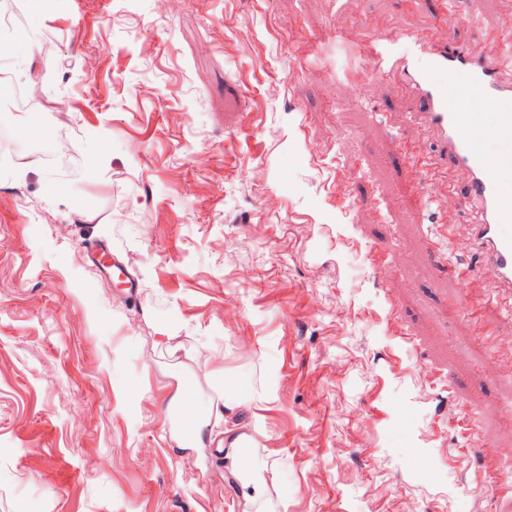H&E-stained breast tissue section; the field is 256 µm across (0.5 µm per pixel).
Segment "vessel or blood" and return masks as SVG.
Returning a JSON list of instances; mask_svg holds the SVG:
<instances>
[{
  "label": "vessel or blood",
  "mask_w": 512,
  "mask_h": 512,
  "mask_svg": "<svg viewBox=\"0 0 512 512\" xmlns=\"http://www.w3.org/2000/svg\"><path fill=\"white\" fill-rule=\"evenodd\" d=\"M384 56L387 74L411 91L410 119L436 144L429 161H413L415 181L438 178L449 164L467 176L466 202L475 220L465 246L479 266L459 274L464 298L491 301L512 312V80L503 76L512 66V50L487 57L418 35L407 52L388 50ZM445 72L457 76V88L436 81V74ZM466 88L477 90L496 112V154L486 148L483 114L461 106L460 92Z\"/></svg>",
  "instance_id": "b4317fda"
}]
</instances>
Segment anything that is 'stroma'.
<instances>
[{"label": "stroma", "mask_w": 512, "mask_h": 512, "mask_svg": "<svg viewBox=\"0 0 512 512\" xmlns=\"http://www.w3.org/2000/svg\"><path fill=\"white\" fill-rule=\"evenodd\" d=\"M13 2L0 76L39 96L0 111V512H246L225 448L169 435L180 387L220 431L222 384L277 512H506L512 366L448 314L466 187L400 202L402 142L435 147L380 51L498 55L512 0Z\"/></svg>", "instance_id": "1"}]
</instances>
